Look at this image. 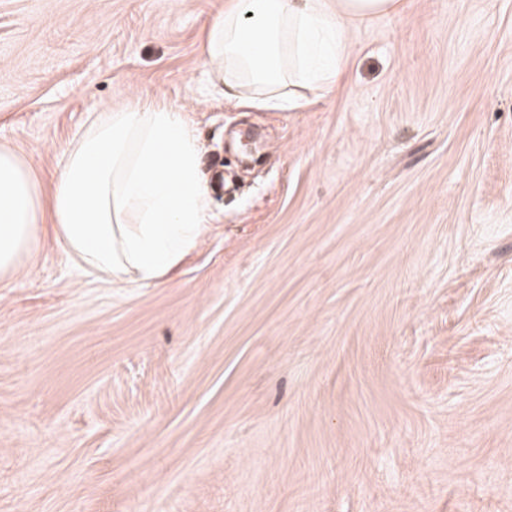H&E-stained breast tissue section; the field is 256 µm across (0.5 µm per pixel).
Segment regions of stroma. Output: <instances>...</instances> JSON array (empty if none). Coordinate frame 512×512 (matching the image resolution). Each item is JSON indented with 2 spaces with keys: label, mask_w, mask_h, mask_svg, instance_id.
<instances>
[{
  "label": "stroma",
  "mask_w": 512,
  "mask_h": 512,
  "mask_svg": "<svg viewBox=\"0 0 512 512\" xmlns=\"http://www.w3.org/2000/svg\"><path fill=\"white\" fill-rule=\"evenodd\" d=\"M227 3L0 0V144L48 187L178 106L213 214L161 283L48 232L0 288V512H512V0H401L288 111L210 93Z\"/></svg>",
  "instance_id": "1"
}]
</instances>
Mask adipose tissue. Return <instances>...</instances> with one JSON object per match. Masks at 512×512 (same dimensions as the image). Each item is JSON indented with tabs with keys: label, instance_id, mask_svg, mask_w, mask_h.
Returning a JSON list of instances; mask_svg holds the SVG:
<instances>
[{
	"label": "adipose tissue",
	"instance_id": "ef3b65f1",
	"mask_svg": "<svg viewBox=\"0 0 512 512\" xmlns=\"http://www.w3.org/2000/svg\"><path fill=\"white\" fill-rule=\"evenodd\" d=\"M400 0H231L206 33L212 88L266 110L298 107L299 89L331 91L351 26ZM212 219L197 137L181 108L134 103L90 113L63 151L51 192L0 146V285L51 226L66 254L120 283H159L202 243Z\"/></svg>",
	"mask_w": 512,
	"mask_h": 512
}]
</instances>
